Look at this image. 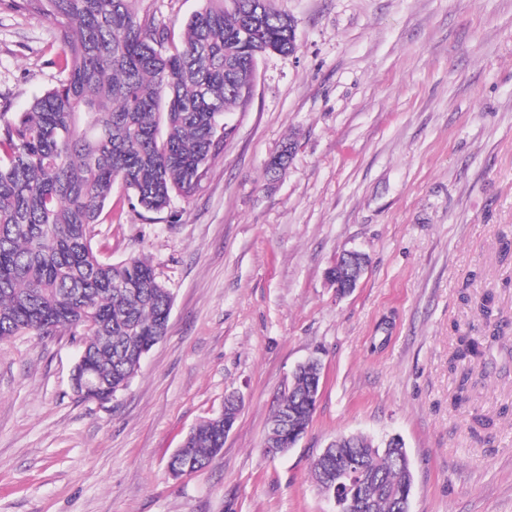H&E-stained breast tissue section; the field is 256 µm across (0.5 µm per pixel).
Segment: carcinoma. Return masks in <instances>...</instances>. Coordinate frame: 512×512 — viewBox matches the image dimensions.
Segmentation results:
<instances>
[{
    "label": "carcinoma",
    "instance_id": "1",
    "mask_svg": "<svg viewBox=\"0 0 512 512\" xmlns=\"http://www.w3.org/2000/svg\"><path fill=\"white\" fill-rule=\"evenodd\" d=\"M139 0H8L17 12L39 13L58 29L59 77L22 112L0 113V340L29 332L82 331L84 359L73 375L82 399L104 402L141 368V352L165 334L169 290L145 257L113 263L92 248L90 233L118 183L129 203L160 213L173 195L191 196L207 163L224 145V114L247 102L246 85L260 56L288 52L296 41L288 16L265 0H203L179 43L169 28L139 16ZM254 29L244 40L243 31ZM328 278L349 286V265ZM482 316L481 335L463 333L449 360L479 365L506 344L490 294L462 295ZM471 373L461 376L453 407L469 400ZM321 366L310 360L271 416L265 443L293 448L312 420ZM236 403L221 418L190 431L179 476L202 469L224 448ZM319 491L352 512H410L414 475L403 441L340 434L312 464Z\"/></svg>",
    "mask_w": 512,
    "mask_h": 512
}]
</instances>
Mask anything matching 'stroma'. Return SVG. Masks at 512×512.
Returning a JSON list of instances; mask_svg holds the SVG:
<instances>
[{"mask_svg":"<svg viewBox=\"0 0 512 512\" xmlns=\"http://www.w3.org/2000/svg\"><path fill=\"white\" fill-rule=\"evenodd\" d=\"M202 5L139 9L178 37ZM273 5L299 49L259 61L195 193L147 213L114 188L94 229V251L148 257L173 298L129 387L76 396L79 334L0 342V512H333L311 465L341 433L402 437L411 512H512V347L490 351L463 409L448 368L480 323L462 293H493L512 321V0ZM60 48L51 23L0 5V112L54 85ZM346 250L367 265L341 296L327 270ZM314 358L312 422L265 456L269 418ZM232 393L222 451L172 477L173 452Z\"/></svg>","mask_w":512,"mask_h":512,"instance_id":"35a3bbf8","label":"stroma"}]
</instances>
